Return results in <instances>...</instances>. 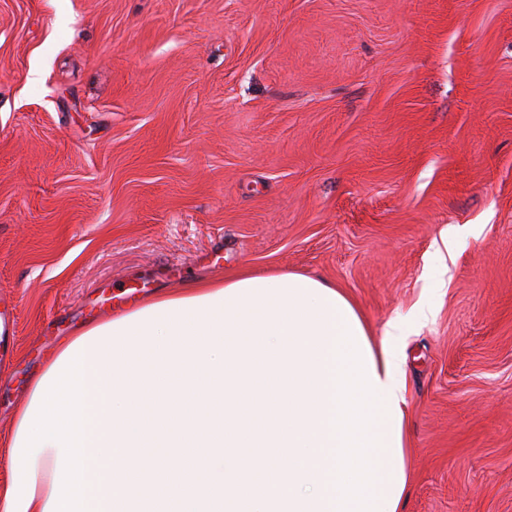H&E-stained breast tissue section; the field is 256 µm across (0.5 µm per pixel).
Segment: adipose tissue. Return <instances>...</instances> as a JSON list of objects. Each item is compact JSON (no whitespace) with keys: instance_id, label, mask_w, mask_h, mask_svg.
<instances>
[{"instance_id":"adipose-tissue-1","label":"adipose tissue","mask_w":512,"mask_h":512,"mask_svg":"<svg viewBox=\"0 0 512 512\" xmlns=\"http://www.w3.org/2000/svg\"><path fill=\"white\" fill-rule=\"evenodd\" d=\"M405 336L298 272L84 325L15 416L0 512H403Z\"/></svg>"}]
</instances>
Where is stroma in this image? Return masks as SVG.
I'll return each mask as SVG.
<instances>
[{
	"label": "stroma",
	"mask_w": 512,
	"mask_h": 512,
	"mask_svg": "<svg viewBox=\"0 0 512 512\" xmlns=\"http://www.w3.org/2000/svg\"><path fill=\"white\" fill-rule=\"evenodd\" d=\"M273 269L405 322V512H512V0H0L1 437L121 292Z\"/></svg>",
	"instance_id": "obj_1"
}]
</instances>
